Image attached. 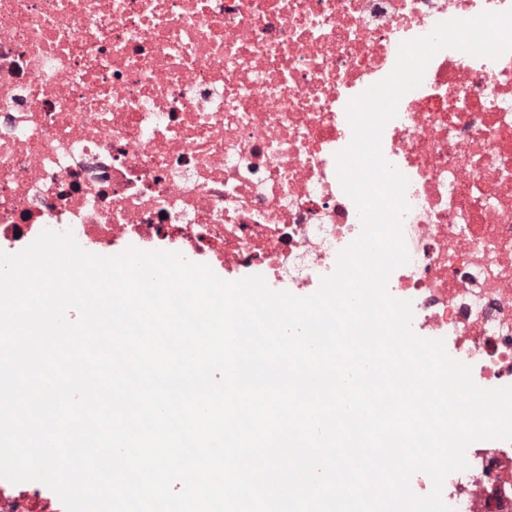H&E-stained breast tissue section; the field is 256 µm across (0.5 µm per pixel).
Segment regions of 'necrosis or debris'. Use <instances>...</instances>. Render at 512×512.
Segmentation results:
<instances>
[{"instance_id":"obj_1","label":"necrosis or debris","mask_w":512,"mask_h":512,"mask_svg":"<svg viewBox=\"0 0 512 512\" xmlns=\"http://www.w3.org/2000/svg\"><path fill=\"white\" fill-rule=\"evenodd\" d=\"M512 0H0V251L46 229L313 294L360 233L350 100L402 42ZM409 181L412 328L512 386V52L445 49L384 127ZM451 512H512V440L472 443Z\"/></svg>"}]
</instances>
